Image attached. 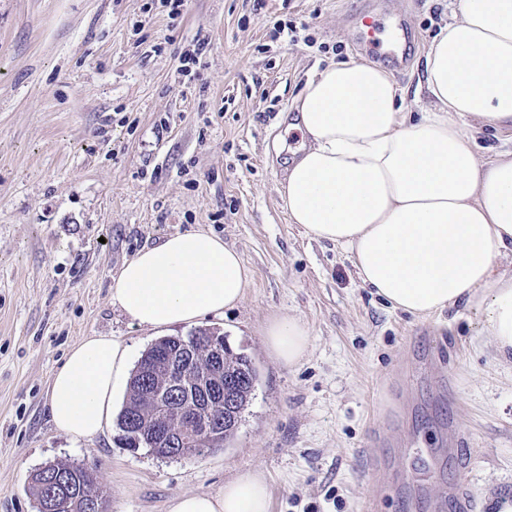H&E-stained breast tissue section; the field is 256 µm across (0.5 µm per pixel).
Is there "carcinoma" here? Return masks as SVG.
I'll return each instance as SVG.
<instances>
[{
  "label": "carcinoma",
  "mask_w": 512,
  "mask_h": 512,
  "mask_svg": "<svg viewBox=\"0 0 512 512\" xmlns=\"http://www.w3.org/2000/svg\"><path fill=\"white\" fill-rule=\"evenodd\" d=\"M209 330L204 329L184 338L166 336L157 340L141 356L130 378L126 401L118 414L117 426L120 440L125 447L133 448L140 435H147L156 427H174L176 415L172 409L153 415L143 409V392L150 386L158 391L168 385L167 365L174 362L184 370L183 389L170 391L172 404H181L197 388L198 363L203 361L207 348L203 336ZM224 375L219 378L233 395L236 414H242L258 382L259 374L252 361L243 353H237L230 346L224 348ZM53 470L61 476L70 477V485L61 489L70 503L72 512H82L84 498L93 496L94 477L86 467L56 462Z\"/></svg>",
  "instance_id": "obj_1"
}]
</instances>
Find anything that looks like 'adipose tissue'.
<instances>
[{"instance_id":"ef3b65f1","label":"adipose tissue","mask_w":512,"mask_h":512,"mask_svg":"<svg viewBox=\"0 0 512 512\" xmlns=\"http://www.w3.org/2000/svg\"><path fill=\"white\" fill-rule=\"evenodd\" d=\"M426 90L413 115L382 68L328 65L294 103L302 134L280 194L291 223L349 255L364 287L391 307L428 317L457 304L484 312L498 357L512 362V148L480 158L463 122L512 129V0H458L429 46ZM249 270L219 236L192 230L139 250L111 289L139 327L164 330L220 316L244 297ZM270 357L292 366L309 330L277 314L266 322ZM122 342L89 336L53 375L51 420L75 440L102 433L115 390L130 377ZM169 512H270L263 473L250 470L216 493L173 498Z\"/></svg>"}]
</instances>
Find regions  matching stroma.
Segmentation results:
<instances>
[{
  "mask_svg": "<svg viewBox=\"0 0 512 512\" xmlns=\"http://www.w3.org/2000/svg\"><path fill=\"white\" fill-rule=\"evenodd\" d=\"M457 0H0V512H37L31 474L92 467L107 512H167L261 470L271 512H474L512 497V363L482 313L418 318L365 288L347 254L291 224L278 189L301 140L295 98L328 63L392 74L412 107L433 38ZM376 46L358 47L361 19ZM293 25L297 42L274 38ZM203 41L190 70L178 55ZM201 229L251 271L241 303L170 328L223 334L259 381L234 437L204 455L130 451L109 427L73 440L50 420L48 383L88 336L159 335L113 305L122 265ZM300 319L306 357L268 354L271 315Z\"/></svg>",
  "mask_w": 512,
  "mask_h": 512,
  "instance_id": "obj_1",
  "label": "stroma"
}]
</instances>
